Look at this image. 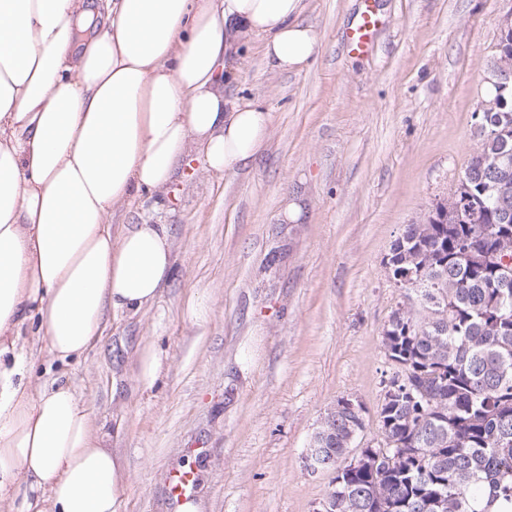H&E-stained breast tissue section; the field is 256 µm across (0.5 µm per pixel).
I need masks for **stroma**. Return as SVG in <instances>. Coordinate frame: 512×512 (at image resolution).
Returning a JSON list of instances; mask_svg holds the SVG:
<instances>
[{
  "label": "stroma",
  "instance_id": "obj_1",
  "mask_svg": "<svg viewBox=\"0 0 512 512\" xmlns=\"http://www.w3.org/2000/svg\"><path fill=\"white\" fill-rule=\"evenodd\" d=\"M318 35L295 72L260 41L225 96L258 100L271 136L252 167L207 170L191 154L163 191L113 226L167 225L173 263L154 302L108 313L101 342L30 381L74 388L129 473L121 512H174L169 471L197 469L204 512H317L332 475L303 456L340 398L365 407L360 446L383 438L393 374L382 329L406 292L384 261L407 224L457 187L477 147L472 115L512 0H377L373 51L350 53L361 0H302ZM301 217L285 222V198ZM160 373L141 379L142 350Z\"/></svg>",
  "mask_w": 512,
  "mask_h": 512
}]
</instances>
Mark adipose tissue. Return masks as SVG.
I'll list each match as a JSON object with an SVG mask.
<instances>
[{"label":"adipose tissue","instance_id":"ef3b65f1","mask_svg":"<svg viewBox=\"0 0 512 512\" xmlns=\"http://www.w3.org/2000/svg\"><path fill=\"white\" fill-rule=\"evenodd\" d=\"M302 0H0V504L119 512L128 474L75 391L31 390L41 353L85 355L107 311L139 313L172 266L166 225L112 216L200 150L248 169L262 103L225 100L242 45L275 69L314 54Z\"/></svg>","mask_w":512,"mask_h":512}]
</instances>
